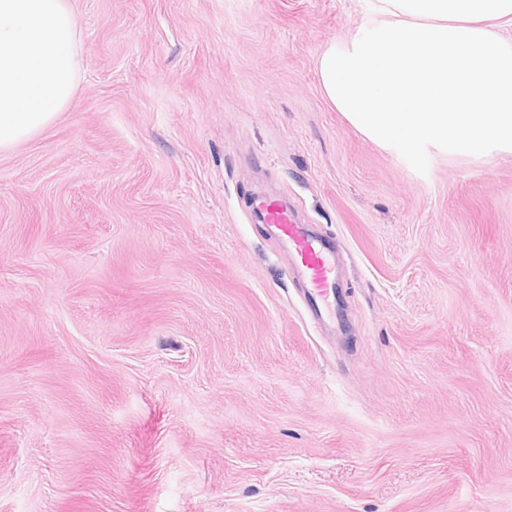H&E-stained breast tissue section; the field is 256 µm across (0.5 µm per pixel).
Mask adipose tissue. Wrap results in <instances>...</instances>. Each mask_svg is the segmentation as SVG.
<instances>
[{
  "label": "adipose tissue",
  "instance_id": "adipose-tissue-1",
  "mask_svg": "<svg viewBox=\"0 0 512 512\" xmlns=\"http://www.w3.org/2000/svg\"><path fill=\"white\" fill-rule=\"evenodd\" d=\"M359 34L317 61L357 130L415 160L512 154V0H366Z\"/></svg>",
  "mask_w": 512,
  "mask_h": 512
}]
</instances>
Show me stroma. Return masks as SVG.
<instances>
[{
	"label": "stroma",
	"instance_id": "obj_1",
	"mask_svg": "<svg viewBox=\"0 0 512 512\" xmlns=\"http://www.w3.org/2000/svg\"><path fill=\"white\" fill-rule=\"evenodd\" d=\"M71 106L0 153V512H512V154L323 96L364 0H71ZM336 243L313 322L254 192Z\"/></svg>",
	"mask_w": 512,
	"mask_h": 512
}]
</instances>
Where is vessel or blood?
<instances>
[{
  "label": "vessel or blood",
  "instance_id": "obj_1",
  "mask_svg": "<svg viewBox=\"0 0 512 512\" xmlns=\"http://www.w3.org/2000/svg\"><path fill=\"white\" fill-rule=\"evenodd\" d=\"M253 210L261 223L269 225L286 247L294 268L306 283L305 301L320 317L335 314L341 302L336 256L329 243L297 223L292 210L278 199L260 196Z\"/></svg>",
  "mask_w": 512,
  "mask_h": 512
}]
</instances>
